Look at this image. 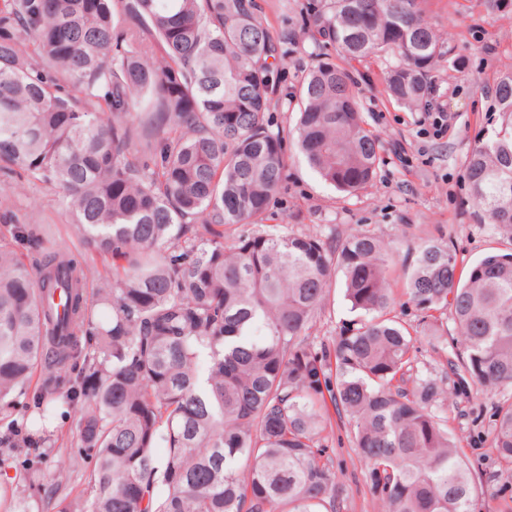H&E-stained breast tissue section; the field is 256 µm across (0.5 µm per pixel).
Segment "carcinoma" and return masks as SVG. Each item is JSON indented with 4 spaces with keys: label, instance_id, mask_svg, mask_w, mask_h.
I'll return each instance as SVG.
<instances>
[{
    "label": "carcinoma",
    "instance_id": "1",
    "mask_svg": "<svg viewBox=\"0 0 512 512\" xmlns=\"http://www.w3.org/2000/svg\"><path fill=\"white\" fill-rule=\"evenodd\" d=\"M423 2L308 0L301 34L347 61L389 57L387 92L415 109L447 55ZM289 59L257 0H0V170L56 189L78 238L21 220L0 193L5 443L21 429L51 448L50 420L77 415L54 471L25 459L22 492L51 486L58 512L334 509L328 397L353 422L378 512H483L478 471L436 410L512 390V248L461 271L443 239L418 246L401 306L448 366L420 374L415 337L389 317L378 238L332 245L265 223L288 190V141L347 195L380 163L336 56L312 59L295 126L273 129ZM495 94L510 130L473 148L467 178L477 214L512 243V75ZM87 252L105 268L90 292ZM338 272L360 319L318 340ZM478 439L502 467L504 500L512 396L491 403ZM85 459L82 502L69 487Z\"/></svg>",
    "mask_w": 512,
    "mask_h": 512
}]
</instances>
